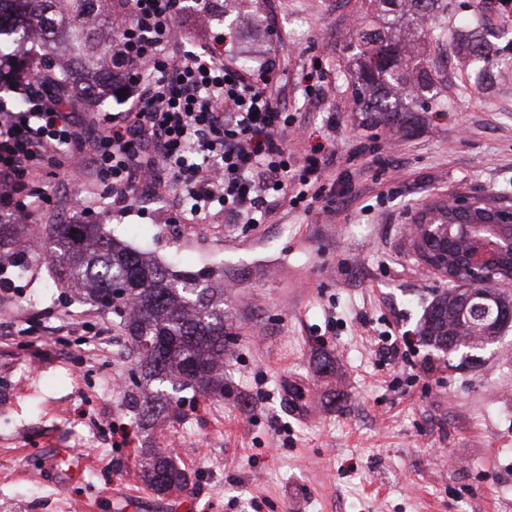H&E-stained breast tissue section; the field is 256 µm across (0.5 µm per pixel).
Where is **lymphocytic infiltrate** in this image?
Wrapping results in <instances>:
<instances>
[{
  "mask_svg": "<svg viewBox=\"0 0 512 512\" xmlns=\"http://www.w3.org/2000/svg\"><path fill=\"white\" fill-rule=\"evenodd\" d=\"M129 20L112 52V75L133 84L119 112L62 111L34 83L17 89L25 110L0 109V218L31 216L55 203L46 168L82 167L120 208L170 201L187 224L213 207L256 230L282 201L323 199L333 150L293 158L283 136L295 123L271 88L276 62L258 77L212 50L183 48L175 22L181 0H118Z\"/></svg>",
  "mask_w": 512,
  "mask_h": 512,
  "instance_id": "f902f5d3",
  "label": "lymphocytic infiltrate"
}]
</instances>
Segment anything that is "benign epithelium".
Listing matches in <instances>:
<instances>
[{
	"mask_svg": "<svg viewBox=\"0 0 512 512\" xmlns=\"http://www.w3.org/2000/svg\"><path fill=\"white\" fill-rule=\"evenodd\" d=\"M455 226L466 244L445 241L448 227ZM487 227L495 240L489 242L473 235L472 229ZM412 237L418 246L421 261L443 280L462 287L467 304L485 309L478 318L467 316L466 326L486 327L493 312L494 296L482 290V285H509L512 283V206H491L475 197L448 199V206L433 215H424L413 225Z\"/></svg>",
	"mask_w": 512,
	"mask_h": 512,
	"instance_id": "benign-epithelium-1",
	"label": "benign epithelium"
}]
</instances>
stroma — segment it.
I'll return each mask as SVG.
<instances>
[{
    "label": "stroma",
    "mask_w": 512,
    "mask_h": 512,
    "mask_svg": "<svg viewBox=\"0 0 512 512\" xmlns=\"http://www.w3.org/2000/svg\"><path fill=\"white\" fill-rule=\"evenodd\" d=\"M452 3L447 41L427 57L440 112L358 110L349 43L363 0L184 9L186 49L276 60L296 117L285 141L298 154L330 146L323 182L346 200L281 206L244 235L220 212L190 227L163 201L113 207L82 169L44 172L55 208L0 226L5 252L28 253L23 271L0 270L15 286L0 296V512H512V332L475 369L417 337L446 285L408 225L451 196L512 204V73L478 83L459 24L480 16L512 37V0L489 13ZM310 84L322 101L306 98ZM73 196L90 211L71 208ZM101 222L151 258L216 271L232 325L222 397L188 390L144 423L128 407L136 361L121 329L55 285L42 259L50 225ZM67 314L86 335L60 331ZM392 341L398 356L382 358ZM291 380L314 404L310 420L289 411ZM148 448L187 472L189 505L142 481Z\"/></svg>",
    "instance_id": "1"
}]
</instances>
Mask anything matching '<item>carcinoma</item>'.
<instances>
[{"label": "carcinoma", "instance_id": "1", "mask_svg": "<svg viewBox=\"0 0 512 512\" xmlns=\"http://www.w3.org/2000/svg\"><path fill=\"white\" fill-rule=\"evenodd\" d=\"M111 0H0V74L4 67L29 69L50 94L64 103L77 93L92 106L112 92V30L106 12ZM368 11L392 20L409 16L420 29L421 45H443L448 32L449 0H365ZM350 48L363 59L354 92L364 112H397L399 90L415 91L411 104L427 112V95L436 79L421 52L363 24ZM55 274L61 285L80 286L97 306L112 313L138 355L143 386L130 395L138 419L172 410L171 401L151 385L171 391L190 388L224 395V289L212 285V273L174 272L142 253L123 248L107 224L52 225ZM455 288L442 292L425 309L419 326L421 343L481 364L480 346L490 336H472L459 328L461 307ZM144 481L158 492L187 485L186 474L171 458L156 452L144 469Z\"/></svg>", "mask_w": 512, "mask_h": 512}]
</instances>
